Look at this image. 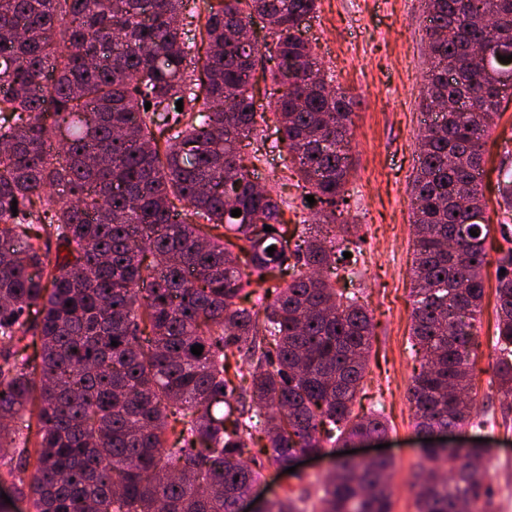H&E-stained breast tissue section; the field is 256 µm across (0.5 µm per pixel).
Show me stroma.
Listing matches in <instances>:
<instances>
[{"instance_id":"1","label":"stroma","mask_w":512,"mask_h":512,"mask_svg":"<svg viewBox=\"0 0 512 512\" xmlns=\"http://www.w3.org/2000/svg\"><path fill=\"white\" fill-rule=\"evenodd\" d=\"M424 0H320L314 18L302 26L325 69L352 96L353 125L349 155L353 176L349 223L358 225L362 301L373 322L369 365L360 394L363 407L383 408L390 422L385 455L393 457L390 477L393 512H415L412 484L421 472L424 442L415 429L407 399L411 378L422 357L409 340L412 298L410 268L414 252L411 182L418 166L417 135L424 126L421 99L428 67ZM258 133L269 146L259 165V179L274 197L283 199L285 220L305 215L304 191L287 170L288 149L278 145L274 124ZM512 145V100L484 140L485 164L480 190L490 232L484 240L486 284L490 291L477 323L478 347L472 365L473 396L489 408L492 419L466 426L449 441L473 443L482 438L490 450L494 496L490 512H504L512 496V414L500 412L496 378L495 308L497 260L511 244L502 238L504 214L498 205V169L503 148ZM335 461L300 458L295 474L264 464L252 493L253 501L269 500L298 489V475L318 484Z\"/></svg>"}]
</instances>
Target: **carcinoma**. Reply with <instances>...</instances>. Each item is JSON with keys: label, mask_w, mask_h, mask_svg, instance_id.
<instances>
[{"label": "carcinoma", "mask_w": 512, "mask_h": 512, "mask_svg": "<svg viewBox=\"0 0 512 512\" xmlns=\"http://www.w3.org/2000/svg\"><path fill=\"white\" fill-rule=\"evenodd\" d=\"M427 9L410 328L424 363L408 390L425 433L479 415L471 359L489 225L478 178L481 141L512 96V62L498 60L512 55V0ZM195 10L0 0V481L34 512H238L258 479L244 457L286 469L300 451L388 430L382 410L354 411L372 324L339 284L361 251L328 231L288 250L282 203L254 185L265 145L241 154L273 121L315 199L301 223H347L353 101L299 29L318 0H203L191 34L177 18ZM255 18L261 44L242 36ZM499 194L511 213L512 165ZM497 269L508 397L512 248ZM231 356L247 369L237 382ZM423 454L450 468L413 485L416 512H488L484 449ZM392 469L338 459L316 512H392ZM310 496L305 486L265 512H308Z\"/></svg>", "instance_id": "carcinoma-1"}]
</instances>
